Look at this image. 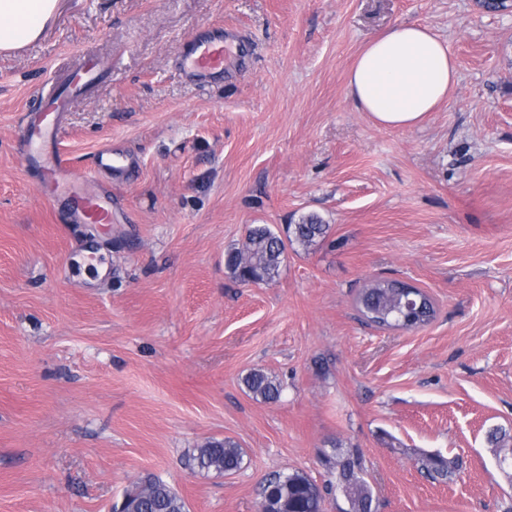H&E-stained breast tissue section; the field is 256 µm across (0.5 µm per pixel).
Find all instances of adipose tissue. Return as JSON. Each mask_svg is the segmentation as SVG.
<instances>
[{
	"mask_svg": "<svg viewBox=\"0 0 512 512\" xmlns=\"http://www.w3.org/2000/svg\"><path fill=\"white\" fill-rule=\"evenodd\" d=\"M61 0H0V51L36 41ZM456 62L447 44L420 23H396L363 46L347 72L361 111L383 128L422 125L451 96Z\"/></svg>",
	"mask_w": 512,
	"mask_h": 512,
	"instance_id": "obj_1",
	"label": "adipose tissue"
}]
</instances>
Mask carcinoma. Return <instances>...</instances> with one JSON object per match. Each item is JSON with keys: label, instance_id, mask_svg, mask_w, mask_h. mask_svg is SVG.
<instances>
[{"label": "carcinoma", "instance_id": "1", "mask_svg": "<svg viewBox=\"0 0 512 512\" xmlns=\"http://www.w3.org/2000/svg\"><path fill=\"white\" fill-rule=\"evenodd\" d=\"M330 226L314 213L288 224L280 234L267 224H257L248 230L244 249H230L225 254V267L240 282L256 278L267 283L279 277L287 248H308L328 234ZM360 311L369 321L389 327L404 312L403 297L397 288H385L380 281L365 289L359 298ZM243 383L253 398L263 402L278 400L281 385L262 370H252ZM488 441L496 450L512 453V435L496 427L490 430ZM192 460L200 471L224 473L242 468L244 452L231 439H212L196 449ZM419 469L433 479H446L462 465L459 458H446L441 454H426L418 460ZM327 465L336 476V486L356 491L355 512H376V498L367 485L355 486L352 480L363 471L362 459L357 453H338L327 459ZM262 495L279 505H288L292 512H323V495L311 479L299 472H277L269 476L262 487ZM143 505L142 512H186L184 500L166 484L148 479L145 486L131 493Z\"/></svg>", "mask_w": 512, "mask_h": 512}]
</instances>
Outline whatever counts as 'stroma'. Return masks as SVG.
<instances>
[{
    "label": "stroma",
    "instance_id": "obj_1",
    "mask_svg": "<svg viewBox=\"0 0 512 512\" xmlns=\"http://www.w3.org/2000/svg\"><path fill=\"white\" fill-rule=\"evenodd\" d=\"M417 22L458 79L409 129L376 126L346 74L375 33ZM236 28L224 75L183 73L184 45ZM112 69L63 114L75 172L103 146L138 167L112 182V221L78 224L19 149L41 87L86 57ZM324 241L279 277L224 265L249 227L305 213ZM405 280L436 314L380 328L359 309ZM282 385L255 400L242 379ZM512 429V14L474 0H64L34 43L0 52V512H111L146 478L189 512H259L260 486H318L358 453L378 512H512L487 441ZM229 437L230 475L193 468ZM460 457L452 480L419 468ZM243 383L256 400L273 402L280 397V383L262 370H252L247 373L243 378ZM192 460L200 471H238L244 462V452L231 439H212L196 449L192 454Z\"/></svg>",
    "mask_w": 512,
    "mask_h": 512
}]
</instances>
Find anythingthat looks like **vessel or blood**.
Here are the masks:
<instances>
[{
	"mask_svg": "<svg viewBox=\"0 0 512 512\" xmlns=\"http://www.w3.org/2000/svg\"><path fill=\"white\" fill-rule=\"evenodd\" d=\"M228 48L223 35H208L191 40L185 48L183 68L199 83H207L223 74ZM59 95L45 101L36 119L21 129L20 142L30 165L49 173L52 196L66 195L74 207L77 219L84 224H108L112 221L109 197L100 177L103 173L126 175L133 163L111 149H100L93 168L82 176H75L70 167L54 149L59 130L58 116L62 111Z\"/></svg>",
	"mask_w": 512,
	"mask_h": 512,
	"instance_id": "1",
	"label": "vessel or blood"
}]
</instances>
